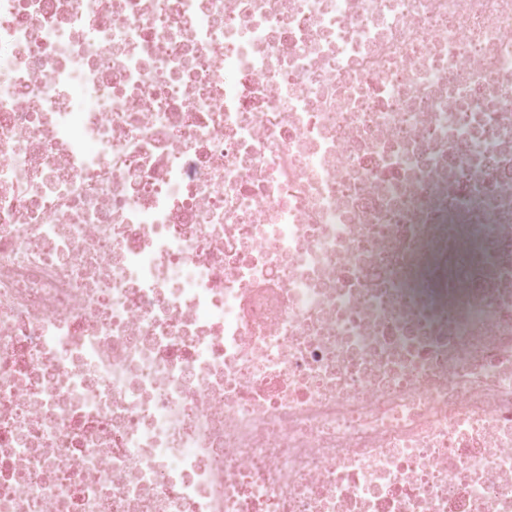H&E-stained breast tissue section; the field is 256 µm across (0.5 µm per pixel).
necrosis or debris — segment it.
<instances>
[{
    "label": "necrosis or debris",
    "instance_id": "4bbe7bcc",
    "mask_svg": "<svg viewBox=\"0 0 512 512\" xmlns=\"http://www.w3.org/2000/svg\"><path fill=\"white\" fill-rule=\"evenodd\" d=\"M0 512H512V0H0Z\"/></svg>",
    "mask_w": 512,
    "mask_h": 512
}]
</instances>
